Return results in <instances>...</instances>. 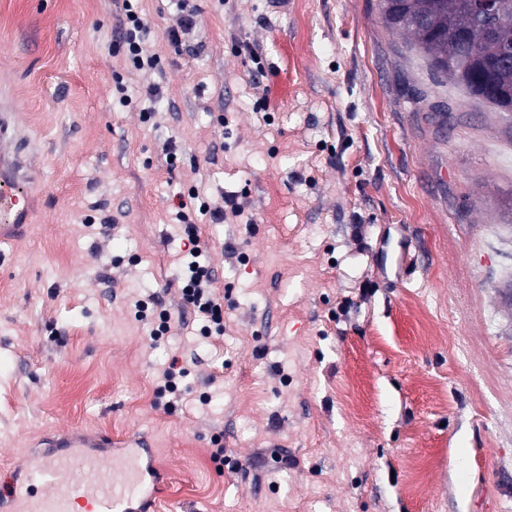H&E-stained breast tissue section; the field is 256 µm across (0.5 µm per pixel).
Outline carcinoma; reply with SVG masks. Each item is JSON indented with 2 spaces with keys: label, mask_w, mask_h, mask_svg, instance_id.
<instances>
[{
  "label": "carcinoma",
  "mask_w": 512,
  "mask_h": 512,
  "mask_svg": "<svg viewBox=\"0 0 512 512\" xmlns=\"http://www.w3.org/2000/svg\"><path fill=\"white\" fill-rule=\"evenodd\" d=\"M385 24L406 33L409 46L472 98L512 112V6L494 37L471 26L463 0H380Z\"/></svg>",
  "instance_id": "obj_1"
}]
</instances>
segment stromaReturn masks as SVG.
I'll return each instance as SVG.
<instances>
[{"instance_id":"obj_1","label":"stroma","mask_w":512,"mask_h":512,"mask_svg":"<svg viewBox=\"0 0 512 512\" xmlns=\"http://www.w3.org/2000/svg\"><path fill=\"white\" fill-rule=\"evenodd\" d=\"M190 4L178 55L168 0H136L160 58L137 71L116 0H0L35 211L0 244V481L80 426L149 441L158 512H512V115L379 0ZM193 187L242 206L189 213L224 304L208 339L177 281ZM169 2H176L177 8L182 12L181 25L179 28H173L168 31V42L173 48L175 53L183 52V45L189 40V36L193 32L194 10L189 5L187 0H169ZM153 307L149 311L148 305L145 303L138 304V312L140 318H147V311H149V316L151 321L154 324L152 335L154 338H159L160 336L165 335L170 328V320L171 315L170 312L162 307L161 303L153 302ZM160 308V309H158Z\"/></svg>"}]
</instances>
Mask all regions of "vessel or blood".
I'll return each mask as SVG.
<instances>
[{
    "mask_svg": "<svg viewBox=\"0 0 512 512\" xmlns=\"http://www.w3.org/2000/svg\"><path fill=\"white\" fill-rule=\"evenodd\" d=\"M16 147L12 112L0 111V244L24 238L30 229L29 184ZM109 434H90L73 427L58 444L41 453L25 472V480L0 493V512H140L136 491L146 471L139 457L109 462L104 450Z\"/></svg>",
    "mask_w": 512,
    "mask_h": 512,
    "instance_id": "vessel-or-blood-1",
    "label": "vessel or blood"
}]
</instances>
